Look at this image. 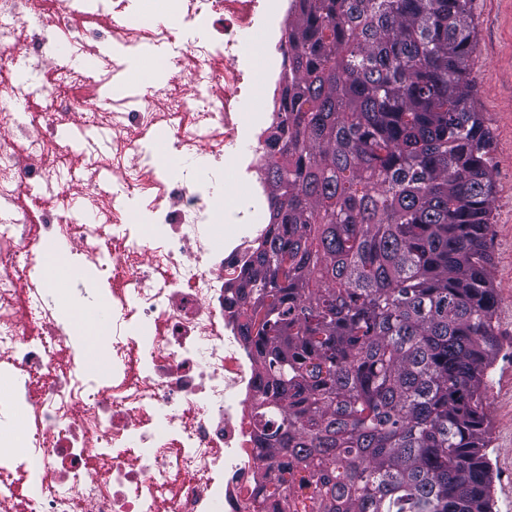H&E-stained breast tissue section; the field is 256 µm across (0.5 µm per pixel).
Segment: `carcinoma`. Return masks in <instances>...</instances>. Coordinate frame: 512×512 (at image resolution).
<instances>
[{
	"label": "carcinoma",
	"instance_id": "obj_1",
	"mask_svg": "<svg viewBox=\"0 0 512 512\" xmlns=\"http://www.w3.org/2000/svg\"><path fill=\"white\" fill-rule=\"evenodd\" d=\"M238 288L273 512H494L491 134L470 0H297Z\"/></svg>",
	"mask_w": 512,
	"mask_h": 512
}]
</instances>
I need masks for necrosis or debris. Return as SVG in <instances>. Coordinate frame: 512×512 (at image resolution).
<instances>
[{
  "label": "necrosis or debris",
  "mask_w": 512,
  "mask_h": 512,
  "mask_svg": "<svg viewBox=\"0 0 512 512\" xmlns=\"http://www.w3.org/2000/svg\"><path fill=\"white\" fill-rule=\"evenodd\" d=\"M181 27L127 23L130 0L73 5L72 0H0V364L26 380L23 395L36 430L28 440L48 461L38 478L0 465V503L11 512H257V491L271 477L260 459L253 404L258 380L231 304L243 268L268 229L270 189L261 172L269 155L266 115L247 120L255 93L242 58L252 30L266 37L268 72L288 52L280 15L288 0H166ZM74 51L87 43L169 50L157 108L129 98L75 91L60 95L54 76L34 94L37 123L14 112V55L43 58L59 40ZM94 112L111 129L104 164L124 186L137 187L150 222L160 230L144 240L123 228L116 198L93 197L91 221H64L43 187L60 170L95 168L84 152L63 151L55 132L76 114ZM167 130L181 167L130 172L140 145L134 131ZM245 145L233 171L226 148ZM39 145L41 164L26 163ZM246 191L224 211L212 206L231 183ZM38 196L37 208L20 192ZM77 241L86 265L111 256L112 333L104 339L112 383L91 393L74 356L84 334L64 330L56 310L40 323L22 311L38 291L31 278L45 242Z\"/></svg>",
  "instance_id": "4bbe7bcc"
}]
</instances>
